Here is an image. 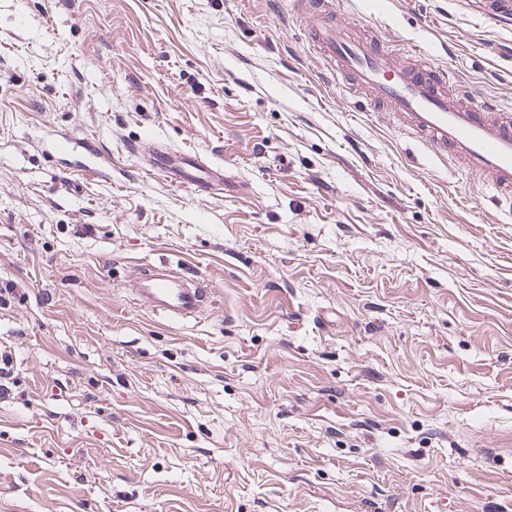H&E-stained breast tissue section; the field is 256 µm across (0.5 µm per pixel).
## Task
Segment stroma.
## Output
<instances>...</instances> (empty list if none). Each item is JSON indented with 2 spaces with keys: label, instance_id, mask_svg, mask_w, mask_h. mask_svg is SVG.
Segmentation results:
<instances>
[{
  "label": "stroma",
  "instance_id": "obj_1",
  "mask_svg": "<svg viewBox=\"0 0 512 512\" xmlns=\"http://www.w3.org/2000/svg\"><path fill=\"white\" fill-rule=\"evenodd\" d=\"M332 2L512 113V0ZM310 23L0 0V512H512V212L367 112ZM156 142L224 192L150 172ZM158 261L211 303L134 304Z\"/></svg>",
  "mask_w": 512,
  "mask_h": 512
}]
</instances>
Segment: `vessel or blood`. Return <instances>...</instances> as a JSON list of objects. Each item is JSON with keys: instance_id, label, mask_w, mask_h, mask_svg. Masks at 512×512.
I'll return each mask as SVG.
<instances>
[{"instance_id": "vessel-or-blood-1", "label": "vessel or blood", "mask_w": 512, "mask_h": 512, "mask_svg": "<svg viewBox=\"0 0 512 512\" xmlns=\"http://www.w3.org/2000/svg\"><path fill=\"white\" fill-rule=\"evenodd\" d=\"M315 18L306 36L312 51L323 57L351 94L368 92L393 120L421 139L438 158H464L489 185L497 200H512V114L489 106H462L465 85H451L446 71L421 54L397 68L388 46L376 37L356 38L337 27L330 0H305ZM148 166L178 184L200 191L224 187V169L197 156L156 146ZM205 279L184 282L168 265L144 269L133 289L142 308L180 320L208 299Z\"/></svg>"}]
</instances>
